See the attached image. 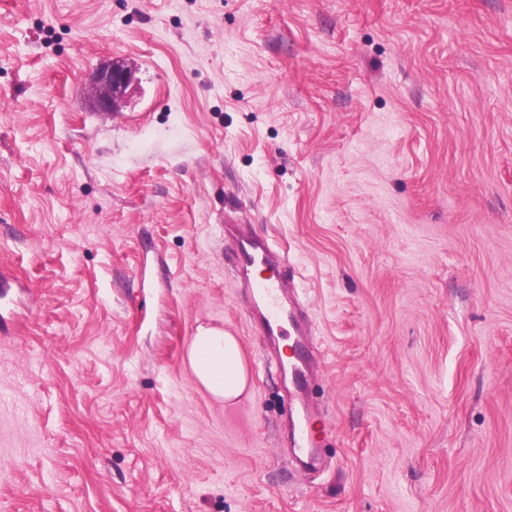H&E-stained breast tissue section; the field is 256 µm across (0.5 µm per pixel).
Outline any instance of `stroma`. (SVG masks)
<instances>
[{"label":"stroma","instance_id":"obj_1","mask_svg":"<svg viewBox=\"0 0 512 512\" xmlns=\"http://www.w3.org/2000/svg\"><path fill=\"white\" fill-rule=\"evenodd\" d=\"M228 222L288 259L319 469ZM0 512H512V0H0ZM133 81L132 68L122 60L111 59L101 63L93 72L88 87L95 111L120 112ZM188 359L195 380L217 399L231 402L247 388V369L237 339L223 328L199 326ZM301 408L303 415L300 421H292L293 429H298L299 434V448L303 455L310 461H314L316 456L317 442L311 435L308 429V423L312 413L304 400H301Z\"/></svg>","mask_w":512,"mask_h":512}]
</instances>
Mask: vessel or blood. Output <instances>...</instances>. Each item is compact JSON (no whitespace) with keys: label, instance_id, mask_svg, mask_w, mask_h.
I'll list each match as a JSON object with an SVG mask.
<instances>
[{"label":"vessel or blood","instance_id":"1","mask_svg":"<svg viewBox=\"0 0 512 512\" xmlns=\"http://www.w3.org/2000/svg\"><path fill=\"white\" fill-rule=\"evenodd\" d=\"M237 255V276L242 287L253 298L249 310L251 321L262 335H279L284 325H291L295 331L299 349L290 367L291 382L296 390H303L310 374L309 360L305 349L309 344V326L293 297L287 293L278 273L279 258L269 240H257L244 232L241 226H233L228 232ZM311 411H304L296 427L299 434V449L307 459L316 456L317 443L312 437L308 423Z\"/></svg>","mask_w":512,"mask_h":512}]
</instances>
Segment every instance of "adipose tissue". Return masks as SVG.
<instances>
[{
  "label": "adipose tissue",
  "mask_w": 512,
  "mask_h": 512,
  "mask_svg": "<svg viewBox=\"0 0 512 512\" xmlns=\"http://www.w3.org/2000/svg\"><path fill=\"white\" fill-rule=\"evenodd\" d=\"M195 380L215 398L230 402L248 384L246 366L234 336L214 326H199L188 352Z\"/></svg>",
  "instance_id": "obj_1"
}]
</instances>
